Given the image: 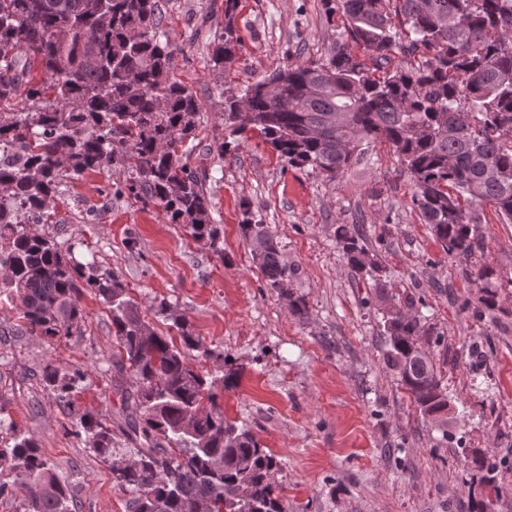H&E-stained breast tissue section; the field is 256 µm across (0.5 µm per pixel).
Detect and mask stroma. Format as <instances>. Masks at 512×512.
Returning <instances> with one entry per match:
<instances>
[{"label": "stroma", "mask_w": 512, "mask_h": 512, "mask_svg": "<svg viewBox=\"0 0 512 512\" xmlns=\"http://www.w3.org/2000/svg\"><path fill=\"white\" fill-rule=\"evenodd\" d=\"M160 5L163 27L182 49L173 75L200 105L186 146L191 165L209 173L223 253L155 205L115 197L126 179L119 170L67 181L42 231L76 257L95 256L99 273L117 275L157 331L177 334L152 313L163 301L204 347L224 352L216 360L193 351L188 363L210 380L238 370L237 388L220 394L224 413L279 460L274 479L288 512H472L476 498L492 512H512V224L491 206L479 209L484 248L473 261L506 281L490 310L480 282L423 224L386 144L362 143L333 182L289 166L255 134L219 157L221 88L327 58L346 37L343 19L327 15L322 0H239L241 49L219 82L209 53L224 26V0ZM245 200L277 241L304 315L267 288L241 238ZM340 224L353 225L380 266L375 276L359 273L338 247ZM384 292L413 297L438 333L431 353L448 392L447 424L423 416L385 364ZM80 305L81 335L50 341L24 331L17 310L0 303V413L70 479L77 512H127L109 467L76 433L85 409L117 423L112 316L91 290H82ZM49 362L80 373L71 405L44 388L39 373ZM475 450L496 472L473 494L467 459Z\"/></svg>", "instance_id": "stroma-1"}]
</instances>
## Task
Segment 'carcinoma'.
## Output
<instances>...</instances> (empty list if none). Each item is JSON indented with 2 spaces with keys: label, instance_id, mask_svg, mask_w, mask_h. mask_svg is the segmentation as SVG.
Masks as SVG:
<instances>
[{
  "label": "carcinoma",
  "instance_id": "1",
  "mask_svg": "<svg viewBox=\"0 0 512 512\" xmlns=\"http://www.w3.org/2000/svg\"><path fill=\"white\" fill-rule=\"evenodd\" d=\"M341 12L349 39L326 60L289 64L224 98V130L236 150L255 131L288 165L334 180L365 140L385 143L411 183V202L448 255L470 262L481 249L478 208L512 223V0H323ZM237 0H224V28L214 35L217 75L241 47ZM406 28V41L394 29ZM182 49L165 38L159 0H0V295L18 307L23 328L47 338L81 333L79 280L112 314L119 352L112 394L131 458L116 457L112 427L87 411L86 447L129 495L128 512H288L274 474L279 461L249 429L226 418L214 382L187 363L202 349L188 322L165 302L154 307L180 335L156 331L119 278L97 274L58 241L35 229L67 179L121 167L129 194L157 205L190 235L220 241L208 173L189 166L184 144L199 104L172 77ZM419 55L405 67L395 54ZM44 78L37 81L35 71ZM276 82L274 93L265 90ZM25 95L26 110L14 108ZM267 287L284 291L288 269L268 227L240 224ZM336 241L360 273L377 271L351 227ZM483 303L496 305L498 278L481 267ZM386 364L419 411L436 421L448 395L431 354L433 327L412 297H383ZM45 388L64 404L78 376L51 364ZM9 435L4 439L1 434ZM495 464L472 458L479 483ZM22 512H76L69 483L36 441L0 417V496Z\"/></svg>",
  "mask_w": 512,
  "mask_h": 512
}]
</instances>
